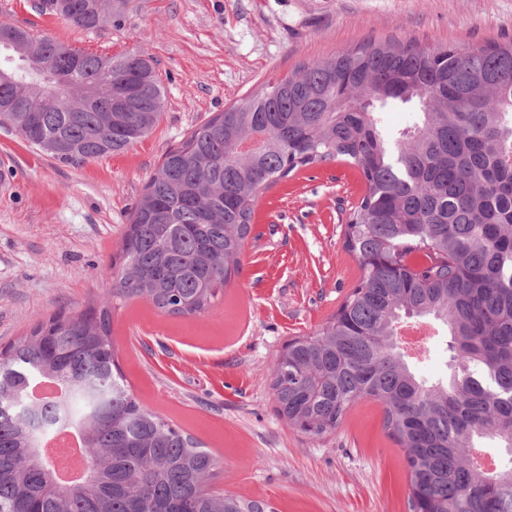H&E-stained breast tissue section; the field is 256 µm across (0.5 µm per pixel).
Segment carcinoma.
Listing matches in <instances>:
<instances>
[{
  "label": "carcinoma",
  "instance_id": "1",
  "mask_svg": "<svg viewBox=\"0 0 512 512\" xmlns=\"http://www.w3.org/2000/svg\"><path fill=\"white\" fill-rule=\"evenodd\" d=\"M69 26L119 21L126 0H39ZM66 82L0 84V127L63 163L117 154L161 118L156 64L140 54L85 53L0 22V45ZM112 94H107V89ZM395 107L411 125L387 129ZM344 161L365 193L345 224L357 285L313 334L279 353L276 410L316 437L372 400L405 452L409 512H512V41L419 48L366 43L265 83L191 129L145 187L122 241L111 297L175 316L208 312L240 271L258 197L293 172ZM430 263L412 268L407 258ZM112 306L57 313L0 350V512H276L214 487L221 462L141 405L112 343ZM448 329V372L429 381L400 324ZM54 378L63 396L35 403ZM22 401L27 423L7 404ZM87 434L92 474L71 487L32 449L64 430Z\"/></svg>",
  "mask_w": 512,
  "mask_h": 512
}]
</instances>
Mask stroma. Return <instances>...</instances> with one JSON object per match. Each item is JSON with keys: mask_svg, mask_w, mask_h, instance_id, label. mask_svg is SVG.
<instances>
[{"mask_svg": "<svg viewBox=\"0 0 512 512\" xmlns=\"http://www.w3.org/2000/svg\"><path fill=\"white\" fill-rule=\"evenodd\" d=\"M34 3L0 0V22L93 54L146 53L164 97L148 136L81 164L0 129V348L109 299L110 267L164 155L264 82L369 41L512 39V0H127L120 26L96 32ZM364 191L345 162L298 170L257 200L241 270L208 313L172 316L143 299L112 311L133 395L221 459L224 493L276 512H408L405 453L379 404L358 403L316 437L278 414L270 387L283 346L313 333L361 276L344 225Z\"/></svg>", "mask_w": 512, "mask_h": 512, "instance_id": "obj_1", "label": "stroma"}]
</instances>
